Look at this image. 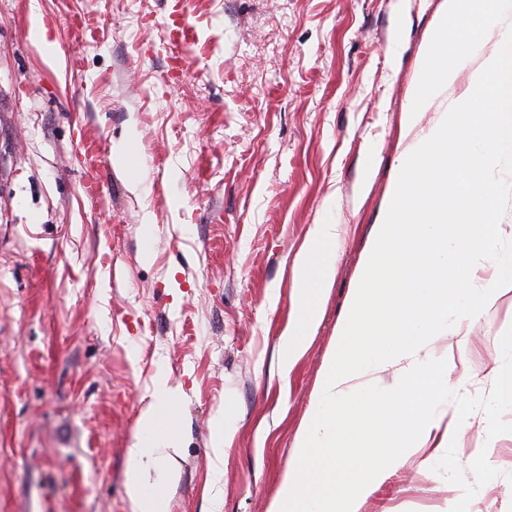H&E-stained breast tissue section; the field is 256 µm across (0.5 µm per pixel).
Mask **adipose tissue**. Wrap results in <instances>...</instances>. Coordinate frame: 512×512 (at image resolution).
<instances>
[{
    "label": "adipose tissue",
    "mask_w": 512,
    "mask_h": 512,
    "mask_svg": "<svg viewBox=\"0 0 512 512\" xmlns=\"http://www.w3.org/2000/svg\"><path fill=\"white\" fill-rule=\"evenodd\" d=\"M339 227L330 220L312 225L308 237L293 260V301L288 325L278 344L279 368L289 371L309 336L318 325V296L335 278ZM180 391L166 373L152 379L148 403L141 409L127 450L126 486L130 512H167V486L180 478L176 459L181 440ZM165 449L161 474H153L149 463L156 449Z\"/></svg>",
    "instance_id": "ef3b65f1"
}]
</instances>
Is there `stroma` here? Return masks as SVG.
Listing matches in <instances>:
<instances>
[{"label":"stroma","mask_w":512,"mask_h":512,"mask_svg":"<svg viewBox=\"0 0 512 512\" xmlns=\"http://www.w3.org/2000/svg\"><path fill=\"white\" fill-rule=\"evenodd\" d=\"M440 5L409 0L401 18L397 0H0V512H130L127 449L160 368L184 392L168 512H210V425L228 396L221 512H267L396 178ZM176 7L195 32L178 50ZM36 13L55 61L29 37ZM131 126L123 170L108 148ZM95 143L107 151L94 165ZM94 173L108 189L92 200ZM327 215L335 279L284 376L293 259ZM511 326L512 296L473 322L450 389L490 394ZM467 421L460 464L489 443L501 472L468 512H512V433L489 437L480 410ZM422 460L362 512H440L460 496Z\"/></svg>","instance_id":"35a3bbf8"}]
</instances>
